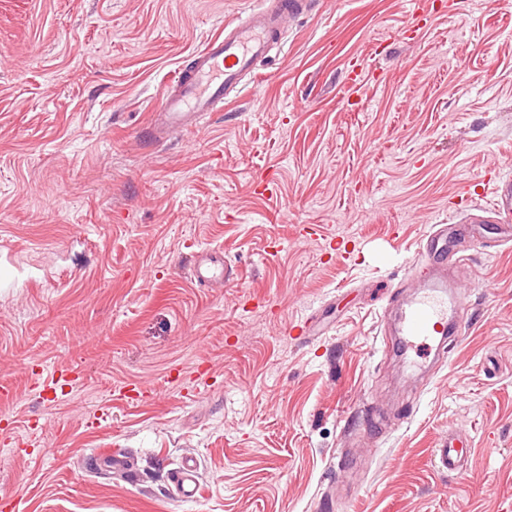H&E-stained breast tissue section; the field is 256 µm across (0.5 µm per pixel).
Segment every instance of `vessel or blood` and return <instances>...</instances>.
I'll use <instances>...</instances> for the list:
<instances>
[{
  "label": "vessel or blood",
  "instance_id": "1",
  "mask_svg": "<svg viewBox=\"0 0 512 512\" xmlns=\"http://www.w3.org/2000/svg\"><path fill=\"white\" fill-rule=\"evenodd\" d=\"M310 8L309 0H257L251 13L224 32L209 38L194 54L189 68L179 70L154 109L148 126L152 138L195 127L201 113L214 111L218 103L240 92L245 78L256 72L255 64L272 47L285 42L284 22ZM493 211L497 222L512 220V180L497 179ZM453 241L446 228L430 233L424 250L432 259L434 277L406 304L400 336L408 348L432 350L434 345L459 336L458 325L449 321L460 306L459 297L447 292V265ZM192 275L200 286L223 280L224 256L206 251L197 255ZM469 454L466 442L448 438L435 451L439 469L456 472ZM178 494L195 498L198 492L196 465L185 461L171 476Z\"/></svg>",
  "mask_w": 512,
  "mask_h": 512
}]
</instances>
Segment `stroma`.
I'll return each instance as SVG.
<instances>
[{
  "label": "stroma",
  "instance_id": "35a3bbf8",
  "mask_svg": "<svg viewBox=\"0 0 512 512\" xmlns=\"http://www.w3.org/2000/svg\"><path fill=\"white\" fill-rule=\"evenodd\" d=\"M420 2L313 0L257 83L156 141L170 79L255 0H0V512H512V240L460 242L463 334L418 374L388 300L512 158V0ZM202 249L229 282L194 286ZM455 431L460 474L433 462ZM171 482L175 485L178 494L184 499L196 498L198 481L196 465L192 460H187L181 468L171 476Z\"/></svg>",
  "mask_w": 512,
  "mask_h": 512
}]
</instances>
